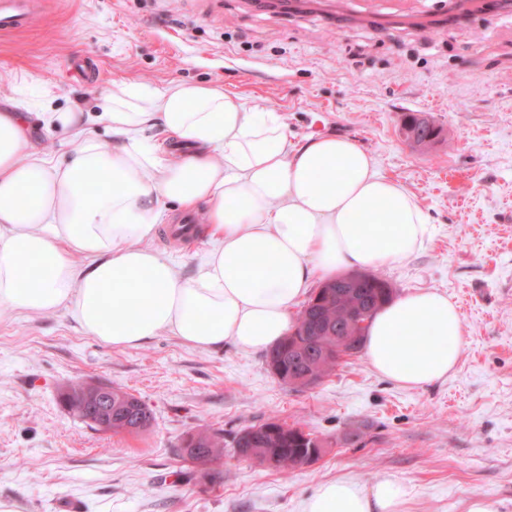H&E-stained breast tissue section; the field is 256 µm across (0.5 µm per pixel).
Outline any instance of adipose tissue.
Wrapping results in <instances>:
<instances>
[{
  "label": "adipose tissue",
  "instance_id": "adipose-tissue-1",
  "mask_svg": "<svg viewBox=\"0 0 512 512\" xmlns=\"http://www.w3.org/2000/svg\"><path fill=\"white\" fill-rule=\"evenodd\" d=\"M16 94V111L0 113V318L61 312L115 348L167 333L200 351L260 352L291 331L317 282L404 264L430 236L415 197L357 143H293L283 115L221 88L116 83L94 116L56 110L42 88L46 129L78 141L61 159L30 151L26 91ZM155 127L176 153L146 138ZM172 204L201 212L210 236L189 278L148 245ZM462 336L448 295L418 288L378 312L365 353L378 375L419 389L455 371ZM409 495L391 476L369 487L340 477L302 512H404Z\"/></svg>",
  "mask_w": 512,
  "mask_h": 512
}]
</instances>
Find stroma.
Returning a JSON list of instances; mask_svg holds the SVG:
<instances>
[{
  "label": "stroma",
  "instance_id": "1",
  "mask_svg": "<svg viewBox=\"0 0 512 512\" xmlns=\"http://www.w3.org/2000/svg\"><path fill=\"white\" fill-rule=\"evenodd\" d=\"M91 56L81 79L71 60ZM215 85L282 113L290 140L335 135L369 152L430 217L408 263L382 268L396 295L448 294L463 320L456 371L419 389L377 375L365 354L320 385L279 383L264 356L205 352L164 334L115 348L62 314L0 320V502L24 512H301L323 481L393 476L407 512H512V4L485 0H49L34 27L0 36V110L15 86H49L59 110L100 111L113 83ZM441 129L424 151L401 127ZM154 247L193 275L208 240L160 231ZM121 387L153 410L115 434L60 402L72 382ZM323 440L316 463L272 471L225 450L212 479L181 457L208 425L268 419ZM359 431L360 438L345 437Z\"/></svg>",
  "mask_w": 512,
  "mask_h": 512
}]
</instances>
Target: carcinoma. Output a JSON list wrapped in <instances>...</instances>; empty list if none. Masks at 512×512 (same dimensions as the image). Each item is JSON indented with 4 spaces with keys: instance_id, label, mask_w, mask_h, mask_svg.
<instances>
[{
    "instance_id": "cac0c4a2",
    "label": "carcinoma",
    "mask_w": 512,
    "mask_h": 512,
    "mask_svg": "<svg viewBox=\"0 0 512 512\" xmlns=\"http://www.w3.org/2000/svg\"><path fill=\"white\" fill-rule=\"evenodd\" d=\"M404 130L407 137L418 145H431L433 126L421 114L406 117ZM394 288L381 275L363 272L356 286L355 295H347L336 287V282L323 285L318 296H310L299 312L295 325L296 334H301L305 325L319 328L320 336L297 350H288V338H283L266 352L268 367L279 371L280 381L292 385V379L304 372L314 375L320 382L336 372L346 358L360 353L342 344L341 337L357 328L364 332L374 315L393 300ZM64 405L84 418L97 413L96 404L84 395L83 384H72L62 397ZM112 433L140 434L147 431L154 421L150 406L131 392L121 388L112 389ZM297 424L268 419L249 426L231 435L230 447L235 454L253 461L268 457L275 463V470L285 471L306 465L308 448L319 442L315 437L301 440ZM181 450L201 469L220 461L224 457V435L206 426L184 439Z\"/></svg>"
}]
</instances>
